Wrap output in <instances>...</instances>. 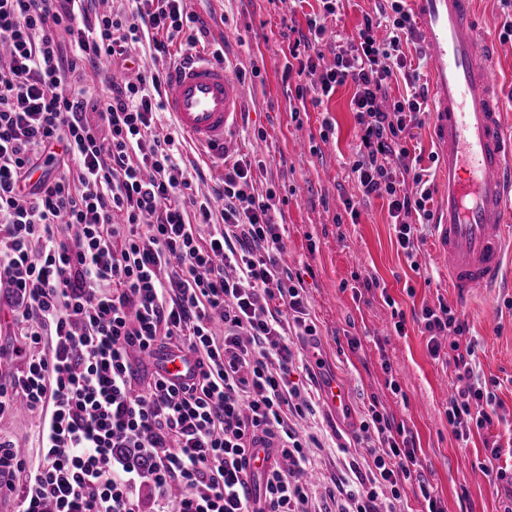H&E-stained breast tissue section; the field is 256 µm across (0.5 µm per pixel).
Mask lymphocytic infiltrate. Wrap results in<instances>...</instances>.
I'll list each match as a JSON object with an SVG mask.
<instances>
[{"label": "lymphocytic infiltrate", "mask_w": 512, "mask_h": 512, "mask_svg": "<svg viewBox=\"0 0 512 512\" xmlns=\"http://www.w3.org/2000/svg\"><path fill=\"white\" fill-rule=\"evenodd\" d=\"M97 0H0V284L20 311L24 369L0 385V414L21 394L40 412L43 459L30 465L0 440V494L18 492L22 512H140L150 478L157 512H313L302 475L306 439L288 424L311 408L291 379L288 333L311 332L302 284L284 268L269 198L255 195L251 166H224L217 196L194 193L174 150L178 131L156 132L172 68L207 36L187 0H128L97 11ZM365 15L347 45L325 58L321 0L288 45L286 73L311 77L298 99L321 104L338 86L350 101L361 146L351 165L363 197L387 199L399 246L413 251L429 217L423 185L402 134L424 110L428 88L386 97L413 32L406 0ZM388 26L380 41L374 31ZM148 47L151 69L135 80L90 84L86 68L120 64ZM419 190L408 194L401 178ZM427 348L467 327L446 305L415 316ZM50 338L47 352L33 349ZM189 351L193 382L153 369L136 388L132 353ZM474 349L453 357L462 387L446 413L458 438L493 422L483 405ZM370 421L379 450L336 472V512H402L417 464L404 427L380 411ZM273 449L259 480L251 448ZM23 473L22 488L7 483Z\"/></svg>", "instance_id": "lymphocytic-infiltrate-1"}]
</instances>
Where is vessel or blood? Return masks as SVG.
<instances>
[{
  "label": "vessel or blood",
  "mask_w": 512,
  "mask_h": 512,
  "mask_svg": "<svg viewBox=\"0 0 512 512\" xmlns=\"http://www.w3.org/2000/svg\"><path fill=\"white\" fill-rule=\"evenodd\" d=\"M415 31L433 68L430 130L445 160L434 224L448 279L459 300L476 288L500 287L512 274V133L502 121L491 63L492 41L482 40L474 0H408ZM243 88L221 62L195 56L172 71L164 105L178 131L208 159L235 149ZM168 378L196 373L185 351L155 353ZM326 404L347 417L345 382L323 377Z\"/></svg>",
  "instance_id": "b4317fda"
}]
</instances>
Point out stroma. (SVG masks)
<instances>
[{"instance_id":"1","label":"stroma","mask_w":512,"mask_h":512,"mask_svg":"<svg viewBox=\"0 0 512 512\" xmlns=\"http://www.w3.org/2000/svg\"><path fill=\"white\" fill-rule=\"evenodd\" d=\"M380 0H338L327 17L328 37L345 43ZM207 28L209 42L224 45L226 65L241 74L244 116L233 158L251 160L256 194H273V223L279 224L281 262L301 276L312 333L292 334L294 380L314 409L297 424L320 441L311 451L310 493L315 506L329 500L339 464L337 444L354 449L364 434L371 405L413 436L417 471L440 498L445 512H504L511 501L500 484L478 466L485 444L512 445V288L459 304L436 244L435 227L425 224L419 247L399 246L383 198L362 197L350 172L359 138L350 108L353 89L337 87L321 106L302 105L284 79L290 28L306 24L317 0H188ZM484 35L496 44L493 74L504 101V123L512 130V40L500 41L499 24L512 13V0H475ZM407 66L392 80L388 95H406V77L428 82L432 61L419 38L404 44ZM332 124L324 134V124ZM430 116L410 123L407 147L437 188L440 160L429 135ZM446 304L468 327L476 369L497 380L491 426L458 439L448 423V400L459 384L453 363L433 359L427 336L414 315L422 307ZM405 315V329L393 328V310ZM334 376L348 387L354 416L336 417L325 403L320 380ZM38 418L14 403L0 415V438L41 460Z\"/></svg>"}]
</instances>
